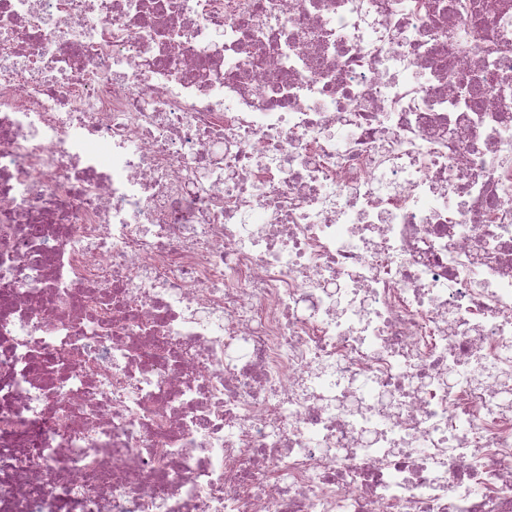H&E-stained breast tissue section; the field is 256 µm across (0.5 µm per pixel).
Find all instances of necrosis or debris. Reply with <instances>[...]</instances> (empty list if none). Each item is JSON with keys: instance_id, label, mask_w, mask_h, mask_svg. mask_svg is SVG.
I'll use <instances>...</instances> for the list:
<instances>
[{"instance_id": "1", "label": "necrosis or debris", "mask_w": 512, "mask_h": 512, "mask_svg": "<svg viewBox=\"0 0 512 512\" xmlns=\"http://www.w3.org/2000/svg\"><path fill=\"white\" fill-rule=\"evenodd\" d=\"M0 512H512V0H0Z\"/></svg>"}]
</instances>
